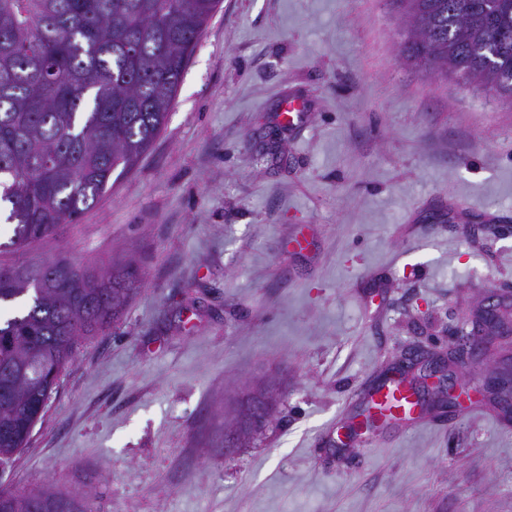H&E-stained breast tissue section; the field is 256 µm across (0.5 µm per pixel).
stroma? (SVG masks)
<instances>
[{
	"mask_svg": "<svg viewBox=\"0 0 512 512\" xmlns=\"http://www.w3.org/2000/svg\"><path fill=\"white\" fill-rule=\"evenodd\" d=\"M397 0H221L165 126L74 224L0 265L133 260L0 487L87 512H512V338L477 336L474 408L328 443L397 368L423 382L489 293L512 313V101L421 71ZM311 104L282 127L285 97ZM306 234L309 246L290 239ZM278 385L224 447L230 407ZM276 393L274 389L248 394L241 415L236 422L224 428V447L234 448L241 438L257 432L270 415Z\"/></svg>",
	"mask_w": 512,
	"mask_h": 512,
	"instance_id": "obj_1",
	"label": "stroma"
}]
</instances>
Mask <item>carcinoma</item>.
<instances>
[{"instance_id":"cac0c4a2","label":"carcinoma","mask_w":512,"mask_h":512,"mask_svg":"<svg viewBox=\"0 0 512 512\" xmlns=\"http://www.w3.org/2000/svg\"><path fill=\"white\" fill-rule=\"evenodd\" d=\"M219 0H0V208L19 252L74 224L165 125ZM403 53L414 65L512 99V0H405ZM58 278L0 266V461L25 446L78 343L123 316L132 263ZM53 490L0 489V512L73 505Z\"/></svg>"}]
</instances>
